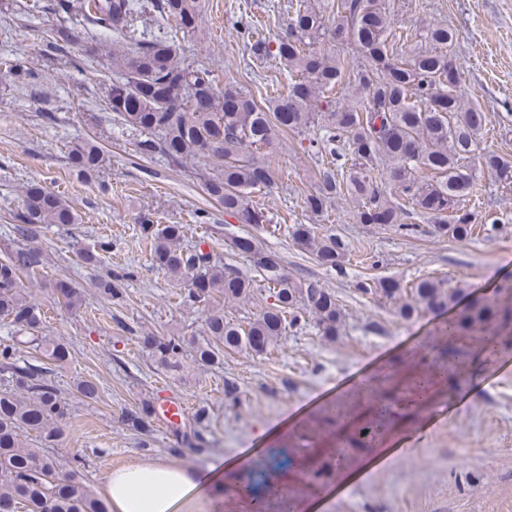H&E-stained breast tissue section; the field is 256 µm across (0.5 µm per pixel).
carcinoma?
I'll return each mask as SVG.
<instances>
[{"mask_svg":"<svg viewBox=\"0 0 512 512\" xmlns=\"http://www.w3.org/2000/svg\"><path fill=\"white\" fill-rule=\"evenodd\" d=\"M157 11L173 17L180 32H196L201 0H156ZM88 22L102 31L120 30L130 40L128 50L109 57L112 85L108 104L121 123L145 133L138 143L144 156L160 154L173 164L192 157L210 166L216 175L205 183L209 196L224 213L241 224L257 227L268 217L249 205V191L268 185L272 170L255 154L270 147L278 132L317 130L311 146L328 153L332 167L320 174L316 193L306 198L307 209L318 214L328 201L350 196L358 201L361 224H396L410 235L419 225L403 217L414 211L431 221L429 233L456 241L472 238L477 229L472 213L459 208L472 194L469 162L483 138L488 116L475 104L462 102V75L450 56L456 32L433 25L420 35V45L405 51L402 26L391 11L390 0H300L286 33L271 42L258 37L250 45L259 61L279 60L290 77H298L288 94L256 99L235 83L214 88L212 70L182 64L179 43L150 39L131 28L134 0H83ZM326 42L331 55L316 51ZM355 45L362 61L350 65L345 52ZM348 92L354 102L341 106L334 90ZM76 172L89 177L102 156L93 143L74 147ZM482 165L506 185L512 184V159L490 151ZM15 232L26 244L0 262V317L16 331H39L40 307L21 288L19 275L33 273L42 263V251L27 245L39 224H76L78 214L60 195L33 185ZM150 244L151 264L170 274L180 286L185 303L209 306L205 336H144L143 348L159 365L177 371L191 357L201 366L224 363V353H264L287 329L311 315L321 335L336 338L341 308L336 295L314 283L296 282L285 272L278 256L265 251L253 236L231 239L233 247L250 257L268 284V303L254 320L242 325L224 319V301L245 300L253 292V279L218 261L201 244H183L182 224H140ZM292 241L320 264L343 271L351 246L315 224H295ZM129 274H107L97 279L98 294L107 300L123 294ZM355 288L364 296L394 303L405 293L399 314L410 319L421 310L448 307L455 292L440 280L423 279L406 288L396 279H365ZM504 296L493 305L473 297L457 314L449 335L473 336L488 326L496 331L480 337L484 345H512V279L499 284ZM68 308L82 305L80 289L60 285ZM35 360L19 361L15 348L0 346V373L8 375L0 389V512H109L102 496L81 485L85 458L78 454L65 469L53 450L69 417L68 404L48 380V363L62 364L70 351L67 343L45 336L32 338ZM156 408L150 401L129 409L124 424L143 435L155 431ZM211 415L199 408L189 420L172 428L179 455L187 447L203 452L209 445ZM269 468L247 476L254 487L264 483L267 470L284 471L294 459L281 451L267 457Z\"/></svg>","mask_w":512,"mask_h":512,"instance_id":"1","label":"carcinoma"}]
</instances>
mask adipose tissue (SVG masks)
Segmentation results:
<instances>
[{
  "label": "adipose tissue",
  "mask_w": 512,
  "mask_h": 512,
  "mask_svg": "<svg viewBox=\"0 0 512 512\" xmlns=\"http://www.w3.org/2000/svg\"><path fill=\"white\" fill-rule=\"evenodd\" d=\"M247 466L236 460L227 471H185L161 462L114 470L104 489L110 512H187L204 489L221 494Z\"/></svg>",
  "instance_id": "adipose-tissue-1"
}]
</instances>
